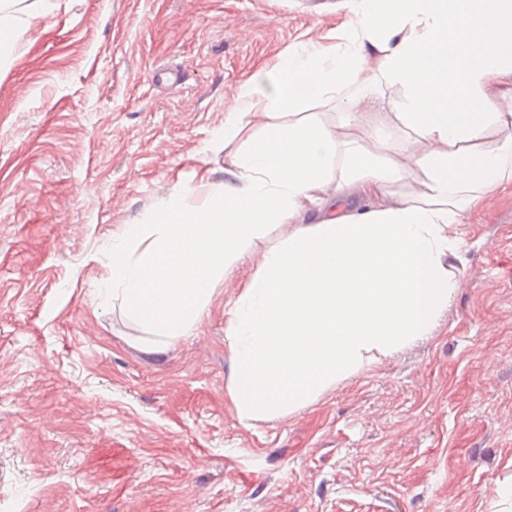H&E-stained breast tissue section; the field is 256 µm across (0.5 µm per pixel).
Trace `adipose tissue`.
Returning <instances> with one entry per match:
<instances>
[{
	"instance_id": "obj_1",
	"label": "adipose tissue",
	"mask_w": 512,
	"mask_h": 512,
	"mask_svg": "<svg viewBox=\"0 0 512 512\" xmlns=\"http://www.w3.org/2000/svg\"><path fill=\"white\" fill-rule=\"evenodd\" d=\"M19 2L0 0V63L21 46ZM277 72L268 91L239 86L224 140L244 148L208 208L171 196L109 263L113 298L176 340L265 228L289 226L227 313L243 419L308 406L437 326L466 217L512 185V107L498 103L512 97V0H362L341 44H301ZM310 103L343 121L306 122Z\"/></svg>"
}]
</instances>
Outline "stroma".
Wrapping results in <instances>:
<instances>
[{
  "instance_id": "stroma-1",
  "label": "stroma",
  "mask_w": 512,
  "mask_h": 512,
  "mask_svg": "<svg viewBox=\"0 0 512 512\" xmlns=\"http://www.w3.org/2000/svg\"><path fill=\"white\" fill-rule=\"evenodd\" d=\"M0 67V512H512V188L464 226L437 328L240 419L225 316L269 227L169 341L102 294L113 239L206 208L238 86L351 0H57Z\"/></svg>"
}]
</instances>
